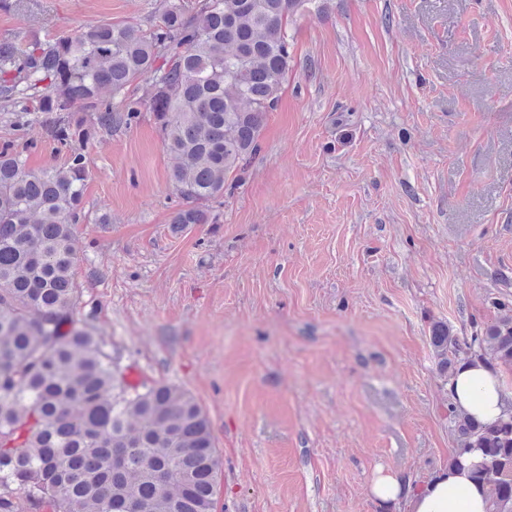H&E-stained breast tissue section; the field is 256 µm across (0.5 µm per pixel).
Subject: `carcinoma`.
Instances as JSON below:
<instances>
[{
    "mask_svg": "<svg viewBox=\"0 0 512 512\" xmlns=\"http://www.w3.org/2000/svg\"><path fill=\"white\" fill-rule=\"evenodd\" d=\"M313 0H169L159 24L86 25L0 42V107L28 103L63 165L33 171L0 148V512H215L223 460L186 390L131 385L104 340L77 326L73 229L85 220L86 157L73 147L152 112L177 160L185 206L171 223L215 224L227 175L260 149L293 57L288 22ZM109 91L111 98L102 97ZM439 370L463 361L512 371V315L459 336L431 326ZM456 448L512 512V413L491 425L448 408Z\"/></svg>",
    "mask_w": 512,
    "mask_h": 512,
    "instance_id": "carcinoma-1",
    "label": "carcinoma"
}]
</instances>
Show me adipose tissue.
I'll use <instances>...</instances> for the list:
<instances>
[{
    "instance_id": "adipose-tissue-1",
    "label": "adipose tissue",
    "mask_w": 512,
    "mask_h": 512,
    "mask_svg": "<svg viewBox=\"0 0 512 512\" xmlns=\"http://www.w3.org/2000/svg\"><path fill=\"white\" fill-rule=\"evenodd\" d=\"M448 389L454 409L484 424L497 422L512 406L503 372L481 362L458 366ZM369 494L380 505L398 506L400 512H489L488 489L462 466L441 467L419 483L380 469Z\"/></svg>"
}]
</instances>
